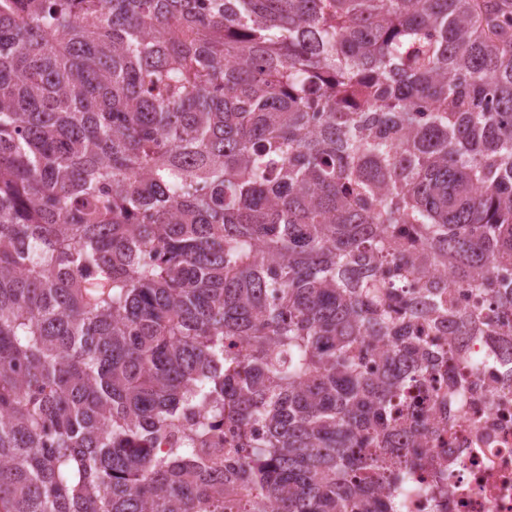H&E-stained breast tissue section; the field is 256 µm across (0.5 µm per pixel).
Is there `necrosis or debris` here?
I'll return each instance as SVG.
<instances>
[{
	"instance_id": "necrosis-or-debris-1",
	"label": "necrosis or debris",
	"mask_w": 512,
	"mask_h": 512,
	"mask_svg": "<svg viewBox=\"0 0 512 512\" xmlns=\"http://www.w3.org/2000/svg\"><path fill=\"white\" fill-rule=\"evenodd\" d=\"M472 348L487 364L476 371L449 362L464 382L466 401L452 410L430 409L432 428L442 429L451 415L455 432L452 439L419 449L426 467L405 495V512H512V361L503 360L499 345L482 337ZM443 472L449 475L448 497L436 500L423 487Z\"/></svg>"
}]
</instances>
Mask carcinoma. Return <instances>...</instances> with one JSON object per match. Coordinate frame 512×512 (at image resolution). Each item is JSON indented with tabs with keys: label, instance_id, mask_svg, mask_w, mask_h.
<instances>
[{
	"label": "carcinoma",
	"instance_id": "1",
	"mask_svg": "<svg viewBox=\"0 0 512 512\" xmlns=\"http://www.w3.org/2000/svg\"><path fill=\"white\" fill-rule=\"evenodd\" d=\"M506 267L512 0H0V512H402Z\"/></svg>",
	"mask_w": 512,
	"mask_h": 512
}]
</instances>
